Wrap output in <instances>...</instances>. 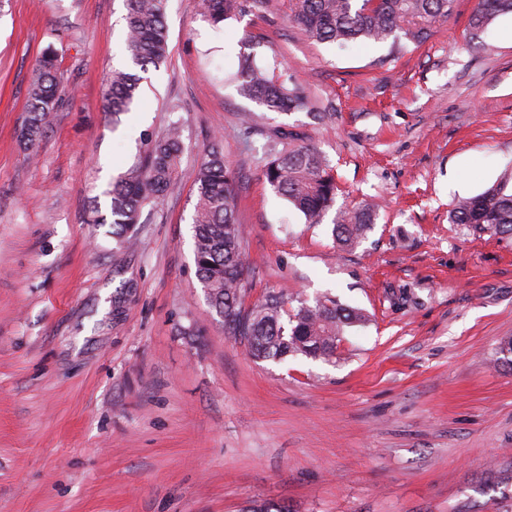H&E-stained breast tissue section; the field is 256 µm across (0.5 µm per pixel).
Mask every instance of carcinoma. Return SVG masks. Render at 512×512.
<instances>
[{"label": "carcinoma", "instance_id": "obj_1", "mask_svg": "<svg viewBox=\"0 0 512 512\" xmlns=\"http://www.w3.org/2000/svg\"><path fill=\"white\" fill-rule=\"evenodd\" d=\"M126 50L145 71L167 60L168 33L165 0H124ZM247 0H198L201 16L213 26L245 10ZM455 0H293V18L306 36L341 47L359 42L381 43L402 32L420 43L436 23L452 14ZM512 14V0H477L469 21L481 32L500 15ZM59 62L49 48L38 59L28 90L26 118L20 138L28 149L41 140L48 117L62 105ZM239 93L268 112L288 114L309 104L307 89L278 72L258 67L245 56L236 73ZM141 77L115 69L102 92L104 111L116 120L132 111L139 97ZM183 143L177 127L152 140L136 163L112 182L108 191L112 236L130 242V231L140 223L144 207L159 200L175 175ZM263 175L273 190L286 198L308 224L323 223L336 202V177L328 159L317 149L295 145L278 153L264 166ZM197 201L193 216L197 278L212 309L224 320L225 331L244 343L251 356L281 362L298 355L328 362L336 355L344 329L362 324L360 309L330 297L310 303L298 301L286 308L288 294L272 292L248 307L243 305L241 281L249 263L241 249L236 218V180L218 141L203 152L196 177ZM368 206L336 212L333 237L344 247L357 245L374 223ZM449 220L473 234L512 240V187L500 181L485 192L459 199Z\"/></svg>", "mask_w": 512, "mask_h": 512}]
</instances>
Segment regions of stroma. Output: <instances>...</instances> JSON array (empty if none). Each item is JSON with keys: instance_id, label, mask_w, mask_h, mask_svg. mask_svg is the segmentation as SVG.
Segmentation results:
<instances>
[{"instance_id": "1", "label": "stroma", "mask_w": 512, "mask_h": 512, "mask_svg": "<svg viewBox=\"0 0 512 512\" xmlns=\"http://www.w3.org/2000/svg\"><path fill=\"white\" fill-rule=\"evenodd\" d=\"M475 4L420 44L341 48L304 37L290 0L218 30L197 0H166L168 59L116 125L101 93L133 67L124 0H0V512H512V242L448 221L512 177V15L475 38ZM49 48L64 103L32 153L19 134ZM244 52L325 119L240 96ZM173 122L177 175L120 247L94 217ZM293 133L335 168L337 206L377 205L356 247L266 182ZM217 137L245 303L285 290L362 309L335 362L252 358L208 303L195 176Z\"/></svg>"}]
</instances>
